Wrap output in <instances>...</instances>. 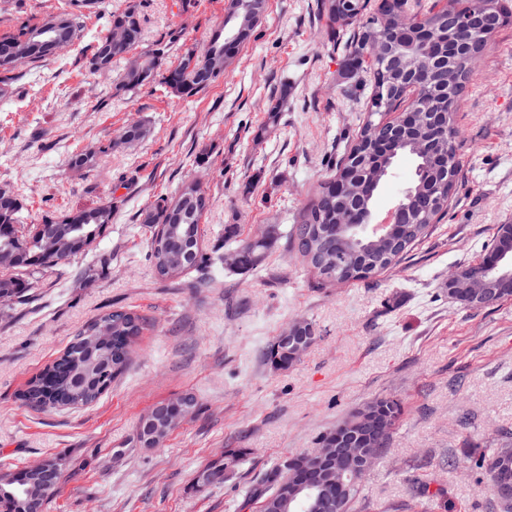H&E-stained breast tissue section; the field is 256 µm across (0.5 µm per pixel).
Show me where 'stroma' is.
Returning <instances> with one entry per match:
<instances>
[{"instance_id": "stroma-1", "label": "stroma", "mask_w": 512, "mask_h": 512, "mask_svg": "<svg viewBox=\"0 0 512 512\" xmlns=\"http://www.w3.org/2000/svg\"><path fill=\"white\" fill-rule=\"evenodd\" d=\"M319 0H267L261 24L223 79L189 99L159 86L119 91L85 66L105 17L86 21L59 57L23 71L0 98V185L28 201L25 221L113 201L96 250L32 277V296L0 312V474L65 459L47 512H257L245 494L268 467L317 447L354 408L402 404L350 512H502L477 484L467 449L512 447V300L468 309L449 276L512 224V24L483 53L456 114L462 170L448 214L398 264L346 285H320L290 243L319 185L363 125L370 76L345 60L357 24L324 28ZM62 0H0V33L36 24ZM142 48L166 42L170 62L224 22V0H142ZM282 96L277 117L269 100ZM150 134L108 143L128 124ZM105 147L73 170V151ZM211 207L201 248L235 252L275 226L257 267L224 264L157 277L139 215L182 182ZM117 308L144 320L130 364L102 397L37 410L19 392L88 323ZM315 342L285 371L263 351L295 320ZM194 395L198 411L158 448L138 422L156 403ZM228 448L250 449L231 478L197 484Z\"/></svg>"}]
</instances>
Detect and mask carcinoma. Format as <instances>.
I'll return each instance as SVG.
<instances>
[{
    "label": "carcinoma",
    "instance_id": "obj_1",
    "mask_svg": "<svg viewBox=\"0 0 512 512\" xmlns=\"http://www.w3.org/2000/svg\"><path fill=\"white\" fill-rule=\"evenodd\" d=\"M496 13L492 26L474 37L473 29L463 24L467 13L457 8V0H448L447 9L420 13L409 0H355L356 17L366 18L348 65L361 67L370 54L371 41L384 35L391 45L399 42L389 30L390 16L396 12L408 14L418 26L448 31L462 42L474 41L483 51L488 40L500 28L512 23V10L489 0ZM102 0H68V10L46 18L38 25L22 24L0 35V59H11V67L0 68V97L9 95L12 76L22 66L56 57L72 46L84 29L85 20L100 13ZM266 0H225L224 26L215 30L203 47L188 46L175 65L165 62L166 46L159 43L137 56L130 51L142 42L141 0H126L125 7L108 14L107 33L100 36L86 56V67L93 73L107 75L118 60H126L120 89L135 91L145 86L161 85L168 93L191 98L224 78V70L240 50L229 41L228 19L245 23L255 30L250 12H265ZM404 57L387 65L371 59L372 75L370 108L357 139L349 145L336 163V175L322 183L304 212L301 222L292 232L293 243L304 262L324 283L344 284L367 278L397 262L417 241L428 234L429 228L443 218L448 201L456 191V177L461 159L456 144L454 110L464 84L471 78L468 61L450 55L433 72L430 106L439 113L440 121L425 123L416 128H395L383 122L381 116L400 106L405 94L401 66ZM124 142L117 139L98 149H83L73 153L69 165L75 170H90L100 153ZM407 156L414 162L411 182L398 199L404 210L396 242L380 246L364 230H346L336 222L342 213L358 222L366 211L374 210V202L384 177L396 161ZM25 200L12 188L0 187V253L15 255L10 266H0V303L22 304L30 292V283L21 275L53 270L65 260L80 254L69 249L62 256L41 262L33 261L39 252L38 243L52 235L74 244L95 243L112 223L113 205L110 202L73 208L59 214H49L41 223L25 228L22 211ZM210 208V197L196 183L182 185L172 198L158 196L140 213L141 223L150 225V258L157 275L174 279L190 268L202 267L213 260L200 249L199 225ZM274 239L258 235L241 244L238 263L242 269L258 266L271 248ZM486 252L505 256L497 273L512 274V238L496 231L486 246ZM448 297L467 308L488 307L506 298H473L460 281L448 288ZM142 329L141 317L132 310H113L87 325L64 351L40 373L33 377L19 395L20 400L37 409H59L86 405L96 401L125 371L132 354L134 340ZM264 359L275 370H286L296 360L282 348L269 344ZM196 397L187 394L165 401L163 410L149 423L137 426V439L145 447L158 431L168 427L174 414L187 418L197 411ZM395 421L401 415L399 400L393 397L376 398L348 415L359 422L371 412ZM251 454L249 448H226L224 457L208 463L203 475L206 480L222 476L225 467L237 469ZM509 457V449L497 448L490 455H481L475 463L478 482L494 488L496 475ZM300 473L290 474L277 464L265 470L259 483L249 490L245 503L264 505L266 512H304L299 506H288L283 491L298 482ZM35 482L22 470L0 475V512H21Z\"/></svg>",
    "mask_w": 512,
    "mask_h": 512
}]
</instances>
